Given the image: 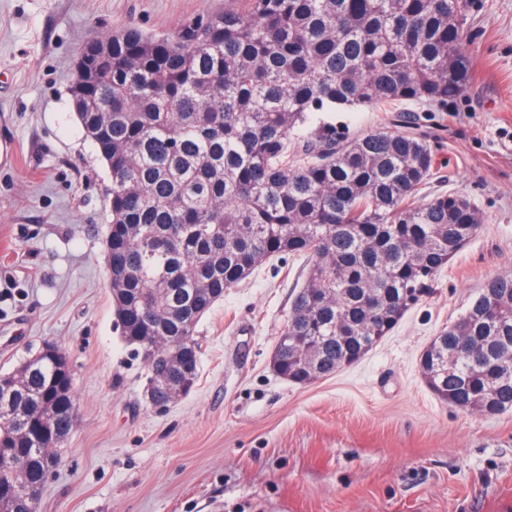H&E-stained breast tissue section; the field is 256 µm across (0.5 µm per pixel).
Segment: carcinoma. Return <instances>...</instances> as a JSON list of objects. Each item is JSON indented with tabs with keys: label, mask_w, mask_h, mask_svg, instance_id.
<instances>
[{
	"label": "carcinoma",
	"mask_w": 512,
	"mask_h": 512,
	"mask_svg": "<svg viewBox=\"0 0 512 512\" xmlns=\"http://www.w3.org/2000/svg\"><path fill=\"white\" fill-rule=\"evenodd\" d=\"M174 32L129 28L86 44V80L69 94L107 167L109 287L122 336H149L152 405L192 389L165 358L198 362L197 326L224 292L283 255L306 277L276 346L282 378L305 384L371 351L481 217L454 193L423 195L437 157L427 136L372 132L348 141L307 130L309 114L402 103L442 105L471 78L469 0H232ZM313 346L312 370L296 354ZM441 400L480 416L512 409V276L488 279L423 353ZM0 396V445L24 482L0 471L10 512L43 484L57 452L39 435L52 413L71 433L73 385L46 357L23 363Z\"/></svg>",
	"instance_id": "obj_1"
}]
</instances>
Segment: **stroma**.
<instances>
[{"label":"stroma","mask_w":512,"mask_h":512,"mask_svg":"<svg viewBox=\"0 0 512 512\" xmlns=\"http://www.w3.org/2000/svg\"><path fill=\"white\" fill-rule=\"evenodd\" d=\"M227 2L0 0V372L54 344L77 402L38 512H506L512 410L441 401L420 357L487 279L512 275V0H471L473 73L447 104L308 124L341 139L429 134L441 166L425 193L460 195L482 216L430 292L360 361L298 385L271 357L303 264L263 262L201 319L192 390L162 412L148 404L109 289L110 177L68 87L86 43L129 27L167 34Z\"/></svg>","instance_id":"obj_1"}]
</instances>
